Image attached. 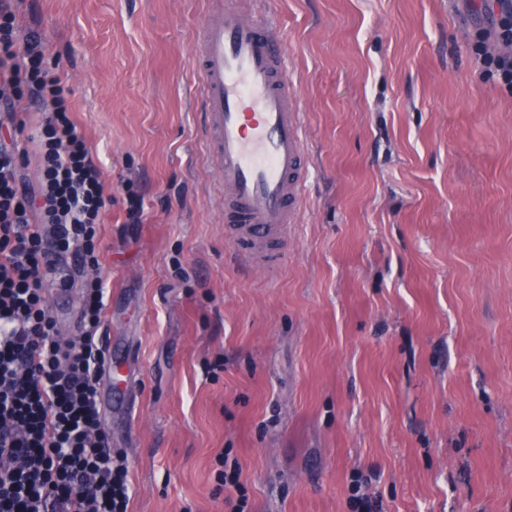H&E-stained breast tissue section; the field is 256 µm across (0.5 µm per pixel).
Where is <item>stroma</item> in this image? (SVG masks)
<instances>
[{
    "instance_id": "stroma-1",
    "label": "stroma",
    "mask_w": 512,
    "mask_h": 512,
    "mask_svg": "<svg viewBox=\"0 0 512 512\" xmlns=\"http://www.w3.org/2000/svg\"><path fill=\"white\" fill-rule=\"evenodd\" d=\"M227 0H24L112 204L103 421L128 512H512V92L473 46L502 0H246L277 24L310 178L273 276L213 198L190 51ZM36 186L43 109L17 103ZM144 201L129 223L123 188ZM106 352V363L104 366V375L112 381V374L118 371L120 373L121 381L125 377V369L128 365L129 358L127 353L120 349H114L112 354V346L107 342L104 346Z\"/></svg>"
}]
</instances>
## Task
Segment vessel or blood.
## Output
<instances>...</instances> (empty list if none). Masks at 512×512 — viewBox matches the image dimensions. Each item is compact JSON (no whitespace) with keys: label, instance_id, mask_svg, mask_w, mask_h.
Returning a JSON list of instances; mask_svg holds the SVG:
<instances>
[{"label":"vessel or blood","instance_id":"b4317fda","mask_svg":"<svg viewBox=\"0 0 512 512\" xmlns=\"http://www.w3.org/2000/svg\"><path fill=\"white\" fill-rule=\"evenodd\" d=\"M208 151L220 163L224 224L237 253L274 274L303 205L305 129L282 39L228 0L192 47Z\"/></svg>","mask_w":512,"mask_h":512}]
</instances>
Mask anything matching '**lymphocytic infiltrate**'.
I'll return each mask as SVG.
<instances>
[{
	"label": "lymphocytic infiltrate",
	"instance_id": "obj_1",
	"mask_svg": "<svg viewBox=\"0 0 512 512\" xmlns=\"http://www.w3.org/2000/svg\"><path fill=\"white\" fill-rule=\"evenodd\" d=\"M18 2L0 0V87L51 110L30 191L17 181L22 125L12 98L0 99V512H128V471L112 458L100 413L105 282L84 281L72 342L59 339L44 291L98 267L112 198L70 117L69 88L45 65V43L17 35Z\"/></svg>",
	"mask_w": 512,
	"mask_h": 512
}]
</instances>
